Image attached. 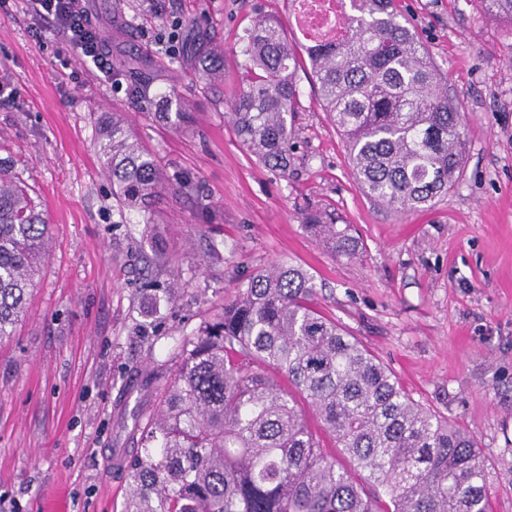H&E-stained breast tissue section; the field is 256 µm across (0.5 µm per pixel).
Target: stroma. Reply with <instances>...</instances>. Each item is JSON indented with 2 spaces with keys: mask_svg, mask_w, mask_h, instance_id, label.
I'll return each mask as SVG.
<instances>
[{
  "mask_svg": "<svg viewBox=\"0 0 512 512\" xmlns=\"http://www.w3.org/2000/svg\"><path fill=\"white\" fill-rule=\"evenodd\" d=\"M116 57L151 60L173 126L99 79L26 0L0 8V150L50 224L26 313L0 343V498L13 512H121L131 487L108 464L134 448L137 418L170 381L181 342L250 274L287 261L315 278L319 308L369 348L415 400L467 429L489 463L494 512H512V23L475 0H397L465 114L462 170L429 210L395 212L354 180L308 71H299L287 175L260 165L228 118L246 83L239 37L277 15L304 39L289 0H89ZM224 48V81L186 42ZM124 113L169 174L198 184L163 196L152 221L119 216L98 118ZM353 225L365 248L336 256L301 223L304 207ZM171 264L150 262L153 249ZM174 287L156 316L144 309Z\"/></svg>",
  "mask_w": 512,
  "mask_h": 512,
  "instance_id": "stroma-1",
  "label": "stroma"
}]
</instances>
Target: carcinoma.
Masks as SVG:
<instances>
[{"instance_id":"1","label":"carcinoma","mask_w":512,"mask_h":512,"mask_svg":"<svg viewBox=\"0 0 512 512\" xmlns=\"http://www.w3.org/2000/svg\"><path fill=\"white\" fill-rule=\"evenodd\" d=\"M338 39L299 58L276 18L239 38L248 80L231 118L264 166L288 174V118L307 64L342 136L351 172L370 199L424 210L448 193L464 152L463 113L395 0H340ZM512 23V0H478ZM193 60L214 73L224 53L205 39ZM125 94L151 102L150 62L114 67ZM99 154L121 210L150 214L164 191H194L170 177L127 119L99 117ZM303 225L336 255L354 257L348 224L307 208ZM49 238V224L15 160L0 158V340L13 335ZM314 277L276 263L238 286L224 312L184 342L173 381L124 456L131 492L123 512H492L487 463L463 428L414 401L394 375L314 302ZM319 425L311 426L307 412ZM351 469L327 452L323 436Z\"/></svg>"}]
</instances>
